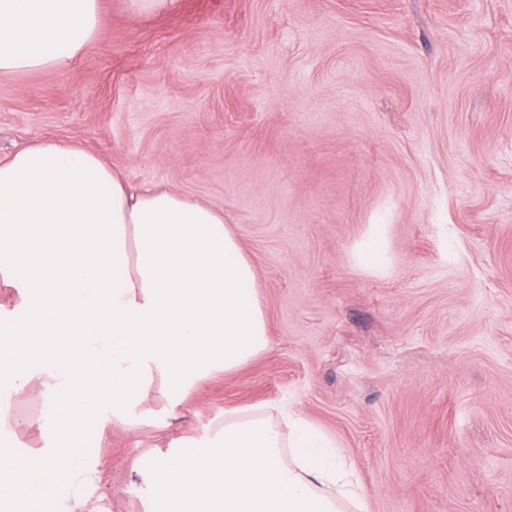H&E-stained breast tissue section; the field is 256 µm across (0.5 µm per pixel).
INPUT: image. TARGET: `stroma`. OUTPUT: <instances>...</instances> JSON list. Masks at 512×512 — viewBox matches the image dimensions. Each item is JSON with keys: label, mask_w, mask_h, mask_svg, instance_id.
Returning a JSON list of instances; mask_svg holds the SVG:
<instances>
[{"label": "stroma", "mask_w": 512, "mask_h": 512, "mask_svg": "<svg viewBox=\"0 0 512 512\" xmlns=\"http://www.w3.org/2000/svg\"><path fill=\"white\" fill-rule=\"evenodd\" d=\"M44 139L223 207L270 347L177 418L76 427L96 478L28 512H143L144 459L280 405L370 512H512V0H100L71 67L0 75V158ZM13 413L19 464L59 447L49 408Z\"/></svg>", "instance_id": "35a3bbf8"}]
</instances>
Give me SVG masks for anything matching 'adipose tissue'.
Masks as SVG:
<instances>
[{"label":"adipose tissue","mask_w":512,"mask_h":512,"mask_svg":"<svg viewBox=\"0 0 512 512\" xmlns=\"http://www.w3.org/2000/svg\"><path fill=\"white\" fill-rule=\"evenodd\" d=\"M99 0H0V74L65 69L94 36ZM257 270L223 208L121 172L75 143L0 161V333L16 337L0 378V430L38 393L63 430L111 411L137 433L157 398L232 372L269 348ZM288 432L260 410L225 414L204 437L156 454L138 487L146 512H365L366 494L303 418ZM61 449L14 474L43 495Z\"/></svg>","instance_id":"obj_1"}]
</instances>
